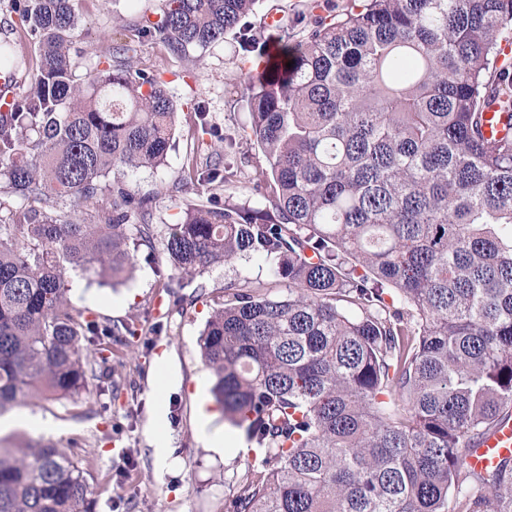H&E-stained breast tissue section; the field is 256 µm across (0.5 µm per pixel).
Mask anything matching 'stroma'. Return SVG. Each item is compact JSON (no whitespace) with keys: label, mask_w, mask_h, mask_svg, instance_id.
<instances>
[{"label":"stroma","mask_w":512,"mask_h":512,"mask_svg":"<svg viewBox=\"0 0 512 512\" xmlns=\"http://www.w3.org/2000/svg\"><path fill=\"white\" fill-rule=\"evenodd\" d=\"M311 2L260 0L250 21L274 47L284 39L285 26L300 34L312 26L319 11ZM75 8L81 18L74 37L77 74L102 60L120 35L138 43L135 66L159 73L180 104L176 148L169 152L165 166L128 176L139 193L157 197L156 233L164 235L167 225L178 218L176 200L197 197L190 188L172 190L187 154L196 151L206 158L222 147L218 141L210 147L199 146L194 104L205 106L218 133L236 136L248 121L241 97L256 68L255 59L237 50L231 39L192 51L186 60L170 54L151 31L161 0H75ZM271 12L281 17V26H267L265 18ZM244 154L249 162L226 192L236 203L255 205L263 200L256 186L265 166L263 155L242 143L224 161L236 164ZM232 280H263L270 283L271 296L287 293L284 284L273 282L269 265L255 258L206 272L200 280L206 286V298L192 305L170 300L154 308L153 297L161 284L154 265L142 259L118 288L93 285L69 291L74 307L129 321L138 328L137 335L110 342L105 375L90 377L78 398H36L22 407L23 412L48 422L44 438L73 450L80 459L93 490L94 512H224V500L232 493L236 477L258 468V461L248 454L214 453L197 431L198 397L209 393L213 383L212 370L201 359L197 342ZM197 283L185 281L183 295H191ZM160 407L165 421L158 428L154 415ZM158 433L168 440L175 459L168 471L159 469L155 461L153 439Z\"/></svg>","instance_id":"35a3bbf8"}]
</instances>
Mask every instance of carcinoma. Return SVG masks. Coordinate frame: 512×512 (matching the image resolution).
I'll return each instance as SVG.
<instances>
[{"label": "carcinoma", "instance_id": "1", "mask_svg": "<svg viewBox=\"0 0 512 512\" xmlns=\"http://www.w3.org/2000/svg\"><path fill=\"white\" fill-rule=\"evenodd\" d=\"M73 2L9 0L31 57L0 41L7 78L33 70L0 98V415L86 390L82 337L136 335L72 307L70 271L114 286L154 254L153 198L126 177L166 164L177 104L127 41L77 76ZM256 3L163 0L154 26L175 56L232 33L266 60L246 137L267 203L232 202L236 171L188 157L178 182L208 193L156 269L171 288L258 257L288 288L227 283L199 340L216 404L261 452L224 512H512V458L467 462L512 408V136L484 130L489 109L512 126V0H362L273 56ZM92 506L79 459L0 439V512Z\"/></svg>", "mask_w": 512, "mask_h": 512}]
</instances>
